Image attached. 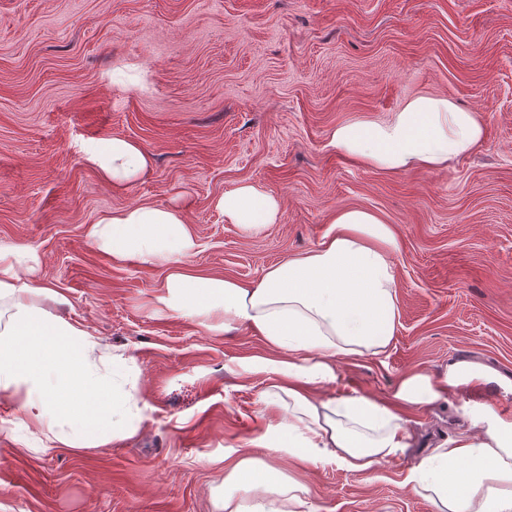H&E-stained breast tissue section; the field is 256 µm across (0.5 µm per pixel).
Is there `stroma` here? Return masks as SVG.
<instances>
[{
	"label": "stroma",
	"instance_id": "1",
	"mask_svg": "<svg viewBox=\"0 0 512 512\" xmlns=\"http://www.w3.org/2000/svg\"><path fill=\"white\" fill-rule=\"evenodd\" d=\"M482 112L483 142L448 169L389 174L329 147L411 95ZM151 165L115 186L86 161L112 137ZM281 201L253 235L216 200L240 183ZM177 209L200 247L184 273L249 286L312 249L338 210L396 231L400 318L385 352L342 360L327 397L390 398L449 360L512 380V0H0V246H30L66 298L57 315L133 357L141 430L45 450L0 401V512H212L224 453L283 420L245 357L262 337L156 308L169 270L113 261L88 228L131 206ZM512 418V394L472 383L414 413V448L365 472L269 454L321 512H435L406 470L459 428L463 406Z\"/></svg>",
	"mask_w": 512,
	"mask_h": 512
}]
</instances>
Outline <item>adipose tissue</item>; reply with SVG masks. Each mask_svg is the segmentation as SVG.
I'll return each instance as SVG.
<instances>
[{"label": "adipose tissue", "instance_id": "adipose-tissue-1", "mask_svg": "<svg viewBox=\"0 0 512 512\" xmlns=\"http://www.w3.org/2000/svg\"><path fill=\"white\" fill-rule=\"evenodd\" d=\"M484 137L480 113L445 96L417 95L386 120L337 127L329 144L394 174L445 169ZM87 161L115 185L150 165L136 144L116 136ZM216 207L226 223L257 234L277 223L281 203L242 183L219 197ZM88 237L116 260L171 267L158 307L210 318L215 331L249 330L270 348L269 356L252 358L250 369L272 374L261 399L287 409L288 416L234 450L213 512H318L308 489L268 466L257 449L365 471L412 448L409 413L472 382L496 379L478 364L452 360L439 376L422 370L403 375L388 401L368 394L321 397L337 381L340 361L382 353L399 322L394 257L400 241L371 211H338L317 247L268 268L250 288L231 278L181 272L197 242L172 208L113 212L91 224ZM37 260L29 248H0V301L8 303L0 320V399L13 402L21 422L35 428L49 449L99 448L135 435L144 407L125 389L131 358L104 353L90 330L52 312V305L64 303L63 294L16 272ZM37 295L42 304L34 303ZM463 418L455 438L408 469L404 486L432 502L436 512H512V420L488 406L465 409Z\"/></svg>", "mask_w": 512, "mask_h": 512}]
</instances>
